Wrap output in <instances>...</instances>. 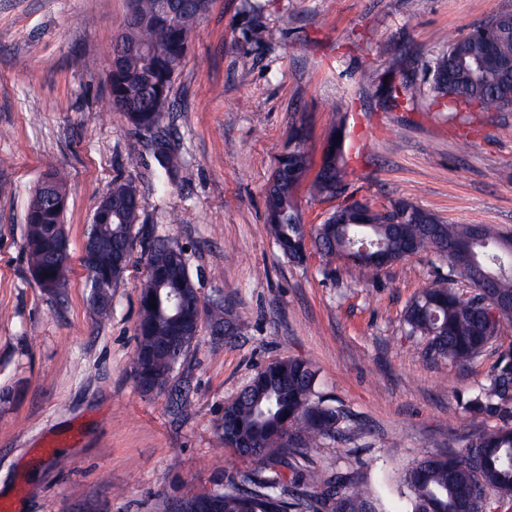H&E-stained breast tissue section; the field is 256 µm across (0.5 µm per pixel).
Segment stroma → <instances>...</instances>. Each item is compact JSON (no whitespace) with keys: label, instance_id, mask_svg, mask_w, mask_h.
<instances>
[{"label":"stroma","instance_id":"35a3bbf8","mask_svg":"<svg viewBox=\"0 0 512 512\" xmlns=\"http://www.w3.org/2000/svg\"><path fill=\"white\" fill-rule=\"evenodd\" d=\"M131 0H0V507L5 512H164L247 462L224 448V404L268 362L319 372V393L351 415L347 445L314 452L358 474L377 512H399L416 459L458 451L498 420L470 400L512 363V326L473 362L426 355L405 335L408 302L448 275L424 251L361 278L315 251L286 259L266 228V189L294 126L319 165L335 116L356 158L333 197L302 182L307 227L336 209L405 200L450 224L512 231V112L451 114L429 90L435 56L512 0H212L191 37L165 124L181 161L166 182L150 145L109 106L106 73ZM276 39H269V31ZM66 175L65 284L40 288L24 250L34 187ZM141 194L134 261L98 324L81 246L113 180ZM185 248L205 304L230 303L233 343L202 321L168 395L133 379L144 250Z\"/></svg>","mask_w":512,"mask_h":512}]
</instances>
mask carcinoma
I'll return each mask as SVG.
<instances>
[{
	"mask_svg": "<svg viewBox=\"0 0 512 512\" xmlns=\"http://www.w3.org/2000/svg\"><path fill=\"white\" fill-rule=\"evenodd\" d=\"M133 22H124L113 45L117 66L111 73L110 105L125 114L137 130H156L170 109L175 73L185 59L194 27L177 15L161 12L159 0H132ZM512 58V25L494 29L479 24L448 45L433 62L430 90L455 108L479 112H507L500 95L498 72L481 65L488 52ZM323 152L311 183L318 196L336 195L346 175V159L338 132ZM295 145L276 163L266 191L268 231L289 261L306 259V242L331 263L344 259L364 275L404 259L412 246L430 249L448 262L451 272L469 285L472 297L451 285L423 290L403 315L410 336L428 342L429 353L454 363L477 358L512 324V233L493 227L446 224L435 213L406 201L384 210V216L367 227L355 224L360 204L336 211L325 223L308 232L302 224L295 190L306 177L310 160L303 140L294 133ZM154 157L166 177L177 173L179 163L162 142ZM44 193L33 194L27 214L25 251L39 287L53 290L66 279L69 253L57 252L64 232L65 177L47 176ZM112 199L119 202L138 195L129 181L112 183ZM140 205L131 203L99 213L88 235L101 248L96 273L87 280L88 293L101 286L113 288L123 279L132 255L133 228ZM366 236L376 242V253H363L354 239ZM148 273L138 285L139 318L134 359L138 386L162 393L195 340L182 317L197 312L199 291L185 268L184 251L158 238L147 247ZM156 308H150V305ZM211 325L234 320L232 310L217 302L209 312ZM512 368L495 375L485 392L470 404L475 414L491 412L502 425L472 433L457 453L426 455L409 466L402 477L400 496L404 512H459L461 491L474 482L490 490L495 508L512 507ZM350 415L318 392V371L308 362L291 357L260 367L235 397L224 404L217 435L224 447L248 460L249 466L210 491L194 496L200 504L219 499L220 512H363L375 501L355 474L328 473L313 460L323 444H343L351 439Z\"/></svg>",
	"mask_w": 512,
	"mask_h": 512,
	"instance_id": "cac0c4a2",
	"label": "carcinoma"
}]
</instances>
